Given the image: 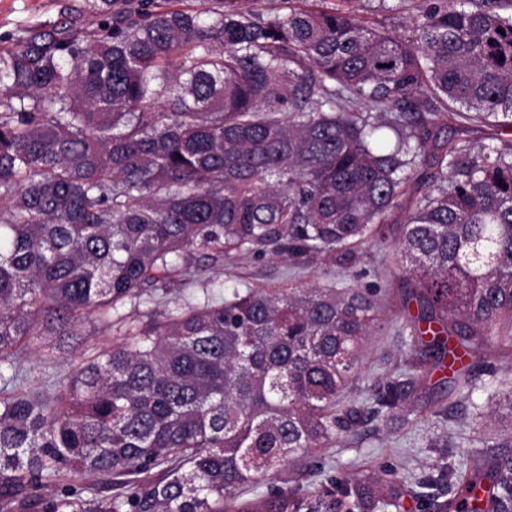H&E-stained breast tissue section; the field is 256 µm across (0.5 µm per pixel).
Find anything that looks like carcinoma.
<instances>
[{"label":"carcinoma","instance_id":"cac0c4a2","mask_svg":"<svg viewBox=\"0 0 512 512\" xmlns=\"http://www.w3.org/2000/svg\"><path fill=\"white\" fill-rule=\"evenodd\" d=\"M424 3L409 36L336 9L205 19L99 0L97 39L18 37L0 57L3 386L33 338L74 348L87 318L191 283L198 249L321 257L358 278V247L401 209L417 355L373 385L375 413L407 410L459 350L512 351V144L441 136L457 117L512 129V0ZM380 311L376 292L336 282L148 310L56 397H0V512H232L243 486L294 464L316 482L241 512H400L404 479H325L314 454L363 423L342 395ZM478 379L476 362L452 369L432 413L453 395L478 407ZM69 474L131 480L103 496ZM423 483L453 492L435 512H512V431Z\"/></svg>","mask_w":512,"mask_h":512}]
</instances>
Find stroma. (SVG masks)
Listing matches in <instances>:
<instances>
[{"label":"stroma","mask_w":512,"mask_h":512,"mask_svg":"<svg viewBox=\"0 0 512 512\" xmlns=\"http://www.w3.org/2000/svg\"><path fill=\"white\" fill-rule=\"evenodd\" d=\"M323 4L351 11L359 19L402 34L417 16L420 0H323ZM71 19L86 35H100L101 19L93 0H0V56L14 48L17 37L25 30L49 28ZM396 238V233L391 232L385 240L365 243L362 250L370 267L369 275L343 279L348 286L376 289L381 297V321L365 342L358 375L344 391L345 399L355 401L370 413L374 408V382L397 377L410 356L405 325L417 314L416 303L402 300L405 282L394 254ZM192 270L194 280L187 288L174 285L169 291H156L152 309L163 310L171 297L181 296L196 304L208 297H231L237 289L320 286L333 278L329 266L320 260L295 266L254 255L217 258L202 249L194 254ZM140 320L141 311L132 303L118 304L112 312L111 329H103L95 320L84 324L82 353L89 355L119 341L120 331ZM71 359V354L45 346L40 340L23 348L19 357L27 385L47 396L53 394L59 378L69 371ZM484 399L483 392H476L473 403L449 408L444 418L432 415L423 399L411 400L406 412L393 418L370 417L359 435L337 441L321 449L320 454L340 472L362 475L379 465L398 470L406 477L410 489L404 500V512H425L424 489L418 481L440 452H447L455 463L461 464L479 444H493L512 431V411L508 408L487 412L481 419L475 417L472 406Z\"/></svg>","instance_id":"35a3bbf8"}]
</instances>
